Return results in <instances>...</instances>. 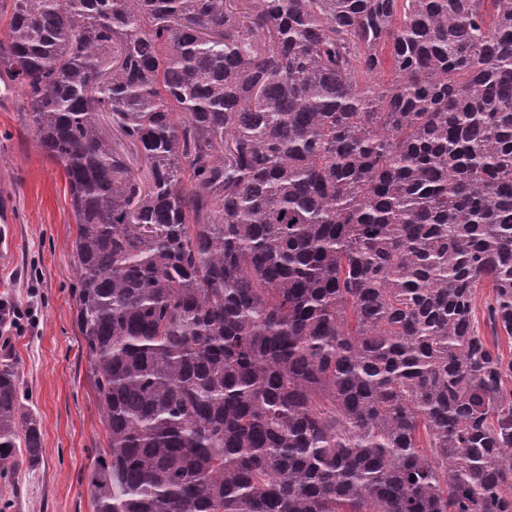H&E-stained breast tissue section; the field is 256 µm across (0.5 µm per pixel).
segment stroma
Wrapping results in <instances>:
<instances>
[{"label":"stroma","mask_w":512,"mask_h":512,"mask_svg":"<svg viewBox=\"0 0 512 512\" xmlns=\"http://www.w3.org/2000/svg\"><path fill=\"white\" fill-rule=\"evenodd\" d=\"M15 214L9 256L0 265V301L25 316L10 327L19 382L42 430V459L22 473L13 512H94L88 486L95 452L106 445L87 371L71 288L78 227L61 165L33 140L16 94L0 98V202Z\"/></svg>","instance_id":"stroma-1"}]
</instances>
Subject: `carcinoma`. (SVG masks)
<instances>
[{
  "label": "carcinoma",
  "mask_w": 512,
  "mask_h": 512,
  "mask_svg": "<svg viewBox=\"0 0 512 512\" xmlns=\"http://www.w3.org/2000/svg\"><path fill=\"white\" fill-rule=\"evenodd\" d=\"M0 22L77 219L95 512H512V0ZM41 457L6 351L11 494Z\"/></svg>",
  "instance_id": "1"
}]
</instances>
